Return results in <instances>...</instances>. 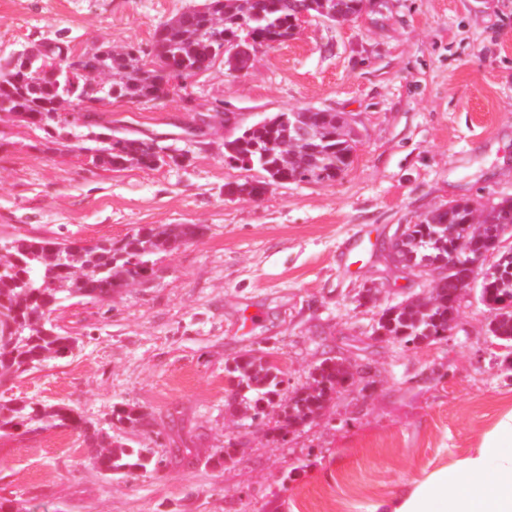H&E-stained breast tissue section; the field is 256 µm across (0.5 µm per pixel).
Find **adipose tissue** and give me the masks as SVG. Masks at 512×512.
<instances>
[{"mask_svg": "<svg viewBox=\"0 0 512 512\" xmlns=\"http://www.w3.org/2000/svg\"><path fill=\"white\" fill-rule=\"evenodd\" d=\"M374 512H512V409L466 455L402 484Z\"/></svg>", "mask_w": 512, "mask_h": 512, "instance_id": "adipose-tissue-1", "label": "adipose tissue"}]
</instances>
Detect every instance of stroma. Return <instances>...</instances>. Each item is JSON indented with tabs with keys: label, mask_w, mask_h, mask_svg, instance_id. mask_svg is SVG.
I'll use <instances>...</instances> for the list:
<instances>
[{
	"label": "stroma",
	"mask_w": 512,
	"mask_h": 512,
	"mask_svg": "<svg viewBox=\"0 0 512 512\" xmlns=\"http://www.w3.org/2000/svg\"><path fill=\"white\" fill-rule=\"evenodd\" d=\"M195 0H0V59L58 37L77 50L151 48L156 27ZM162 104L103 102L113 131L155 140L176 163L111 170L73 129L69 146L0 113V238L119 239L147 224H200L159 255L148 283L99 304L64 302L82 340L65 360L9 383L10 395L62 403L136 448L112 425L130 404L152 413L165 461L106 474L68 428L0 438V501L32 512H370L400 484L466 454L512 408V344L475 289L454 330L417 346L376 338L381 309L426 294L430 276L379 250L431 209L512 197V0H382L341 24L309 18L232 77L223 63ZM302 107L345 113L358 135L336 181L284 183L255 199L227 183L259 178L224 160L238 128ZM224 111L201 136L193 120ZM375 299L360 304L364 289ZM251 352L281 371L282 396L322 360L355 373L323 415L274 436L271 412L233 411L226 368ZM234 461L214 465L227 443ZM187 446L188 454L173 455Z\"/></svg>",
	"instance_id": "obj_1"
}]
</instances>
